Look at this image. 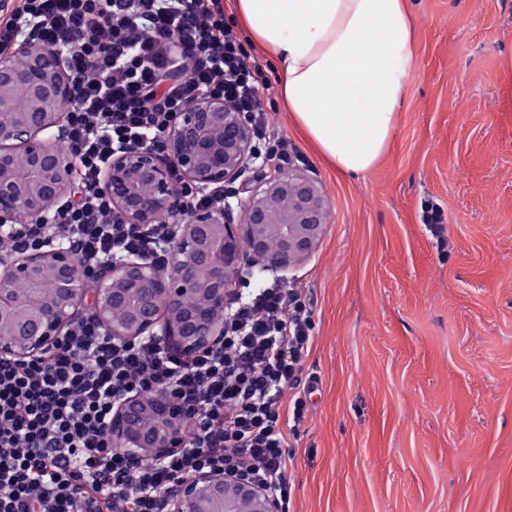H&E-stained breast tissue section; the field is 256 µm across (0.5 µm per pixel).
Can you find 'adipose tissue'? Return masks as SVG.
<instances>
[{"label":"adipose tissue","mask_w":512,"mask_h":512,"mask_svg":"<svg viewBox=\"0 0 512 512\" xmlns=\"http://www.w3.org/2000/svg\"><path fill=\"white\" fill-rule=\"evenodd\" d=\"M253 43L278 65L292 125L343 176L373 171L410 92L409 0H234Z\"/></svg>","instance_id":"1"}]
</instances>
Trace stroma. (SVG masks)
I'll list each match as a JSON object with an SVG mask.
<instances>
[{"label": "stroma", "mask_w": 512, "mask_h": 512, "mask_svg": "<svg viewBox=\"0 0 512 512\" xmlns=\"http://www.w3.org/2000/svg\"><path fill=\"white\" fill-rule=\"evenodd\" d=\"M415 77L385 160L326 167L272 129L330 219L282 273L313 304L290 512H512V0H412ZM435 200L447 249L420 220Z\"/></svg>", "instance_id": "stroma-1"}]
</instances>
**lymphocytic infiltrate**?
<instances>
[{"label": "lymphocytic infiltrate", "mask_w": 512, "mask_h": 512, "mask_svg": "<svg viewBox=\"0 0 512 512\" xmlns=\"http://www.w3.org/2000/svg\"><path fill=\"white\" fill-rule=\"evenodd\" d=\"M24 39L64 54L79 190L49 223L0 226V256L55 234L85 266L123 254L166 270L178 216L145 231L125 223L102 176L115 154L145 144L169 161V124L203 96L244 113L256 161L285 169L297 158L269 130V78L224 0H0V54ZM314 330L308 295L275 283L236 297L221 339L191 354L113 339L89 316L33 359L0 356V512H162L164 493L212 471L266 489L287 512L288 428L305 417L298 387ZM157 394L181 410L176 444L133 456L112 440L114 405Z\"/></svg>", "instance_id": "obj_1"}]
</instances>
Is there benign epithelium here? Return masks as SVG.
Returning <instances> with one entry per match:
<instances>
[{
    "instance_id": "benign-epithelium-1",
    "label": "benign epithelium",
    "mask_w": 512,
    "mask_h": 512,
    "mask_svg": "<svg viewBox=\"0 0 512 512\" xmlns=\"http://www.w3.org/2000/svg\"><path fill=\"white\" fill-rule=\"evenodd\" d=\"M71 98L62 55L19 42L0 56V224L32 222L74 182L62 146ZM170 157L198 191L239 183L231 197L183 216L167 245L168 268L124 256L87 269L54 243L0 261V355L34 357L55 345L85 311L124 342L160 336L185 353L224 335V303L255 266L284 272L310 255L328 225V205L311 177L256 164L251 129L224 100L191 103L167 131ZM123 221L142 229L178 212L170 169L151 147L121 152L103 176ZM178 407L168 397L128 396L110 422L116 445L162 457L175 443ZM163 512H277L266 491L222 472L199 474L166 492Z\"/></svg>"
}]
</instances>
